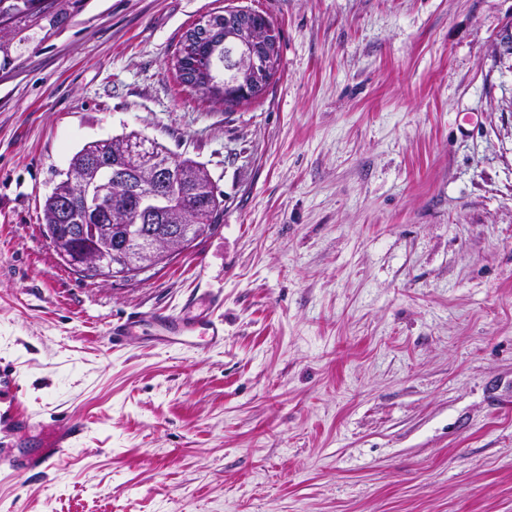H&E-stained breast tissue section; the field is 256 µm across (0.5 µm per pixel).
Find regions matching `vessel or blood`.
<instances>
[{
    "instance_id": "b4317fda",
    "label": "vessel or blood",
    "mask_w": 512,
    "mask_h": 512,
    "mask_svg": "<svg viewBox=\"0 0 512 512\" xmlns=\"http://www.w3.org/2000/svg\"><path fill=\"white\" fill-rule=\"evenodd\" d=\"M219 304L217 295L206 292L188 300L179 315L159 309L144 317L134 314L108 322L103 337L112 347L123 346L144 320L153 326L160 347L194 353L209 350L224 343V320L216 314ZM2 383L7 384L12 400L6 408L0 409V433L8 437L11 448L0 451V464L17 474H37L55 466L81 441L87 431L86 423L75 418L34 423L17 379L0 369ZM32 443L37 444V452L26 453V446Z\"/></svg>"
}]
</instances>
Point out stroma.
<instances>
[{"mask_svg":"<svg viewBox=\"0 0 512 512\" xmlns=\"http://www.w3.org/2000/svg\"><path fill=\"white\" fill-rule=\"evenodd\" d=\"M0 32V365L89 431L0 474V512H512V0H44ZM281 33L234 111L184 86L227 6ZM204 164L219 225L131 279L48 246L84 144ZM224 297V344L112 349L107 322ZM71 265L79 270L96 274L101 281L107 282L112 279L114 269H112V259L103 256L73 254L68 255L63 252Z\"/></svg>","mask_w":512,"mask_h":512,"instance_id":"1","label":"stroma"}]
</instances>
